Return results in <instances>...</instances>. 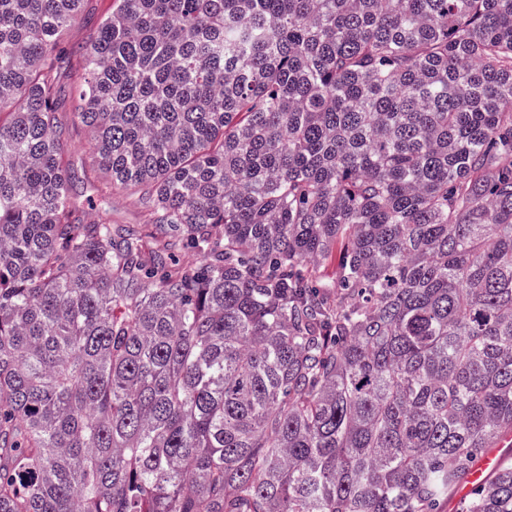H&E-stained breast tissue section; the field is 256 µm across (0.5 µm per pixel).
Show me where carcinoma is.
<instances>
[{"label":"carcinoma","mask_w":512,"mask_h":512,"mask_svg":"<svg viewBox=\"0 0 512 512\" xmlns=\"http://www.w3.org/2000/svg\"><path fill=\"white\" fill-rule=\"evenodd\" d=\"M81 4L0 0V512H512V0ZM111 0H84L75 27L71 31L72 42H79L93 29L111 8ZM68 153L77 180L74 183L76 191H85L87 184L96 181L93 172L92 149L89 137L81 126H73L68 140ZM141 197L139 191L120 193L112 197L111 211L114 224H140ZM503 455L492 450L483 456L481 461L472 469L467 484L459 491L460 495L469 493L472 489L480 486L487 477L497 471L501 466Z\"/></svg>","instance_id":"cac0c4a2"}]
</instances>
